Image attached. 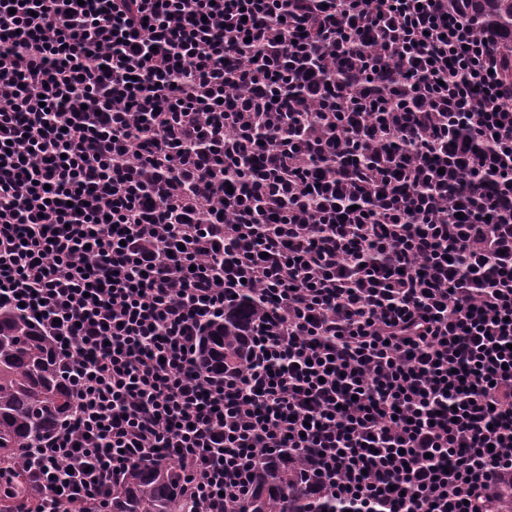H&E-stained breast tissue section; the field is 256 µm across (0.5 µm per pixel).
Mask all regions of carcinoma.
I'll use <instances>...</instances> for the list:
<instances>
[{"instance_id": "obj_1", "label": "carcinoma", "mask_w": 512, "mask_h": 512, "mask_svg": "<svg viewBox=\"0 0 512 512\" xmlns=\"http://www.w3.org/2000/svg\"><path fill=\"white\" fill-rule=\"evenodd\" d=\"M475 27L512 42V0H466ZM362 93L375 99V112H393L406 80L393 68H380L371 55L362 57ZM254 301L244 296L224 319L211 322L202 337V364L213 374L224 372V358L239 359L240 332L253 321ZM74 408L73 392L54 344L31 320L10 307L0 308V512H25L27 475L20 452L52 435ZM240 512H333L317 479L286 460H266L254 471ZM497 512H512V482L500 486ZM110 512H185L183 480L171 465H136L112 490Z\"/></svg>"}]
</instances>
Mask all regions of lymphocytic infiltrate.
<instances>
[{"mask_svg": "<svg viewBox=\"0 0 512 512\" xmlns=\"http://www.w3.org/2000/svg\"><path fill=\"white\" fill-rule=\"evenodd\" d=\"M365 49L414 111L324 106L296 64ZM507 55L451 0H0V306L74 392L25 462L41 512H106L138 463L175 465L188 512H234L285 449L336 512H494ZM452 120L473 144L449 150ZM244 295L245 367L204 371L203 327Z\"/></svg>", "mask_w": 512, "mask_h": 512, "instance_id": "f902f5d3", "label": "lymphocytic infiltrate"}]
</instances>
